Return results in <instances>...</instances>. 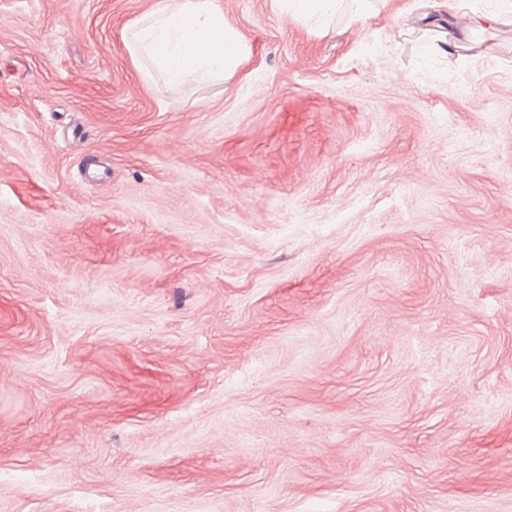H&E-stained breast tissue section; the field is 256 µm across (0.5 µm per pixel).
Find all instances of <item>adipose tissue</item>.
<instances>
[{
  "instance_id": "1",
  "label": "adipose tissue",
  "mask_w": 512,
  "mask_h": 512,
  "mask_svg": "<svg viewBox=\"0 0 512 512\" xmlns=\"http://www.w3.org/2000/svg\"><path fill=\"white\" fill-rule=\"evenodd\" d=\"M124 42L133 60H148L173 85L221 79L251 53L215 0H158L150 14L132 23Z\"/></svg>"
}]
</instances>
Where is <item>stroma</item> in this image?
Returning <instances> with one entry per match:
<instances>
[{
	"instance_id": "35a3bbf8",
	"label": "stroma",
	"mask_w": 512,
	"mask_h": 512,
	"mask_svg": "<svg viewBox=\"0 0 512 512\" xmlns=\"http://www.w3.org/2000/svg\"><path fill=\"white\" fill-rule=\"evenodd\" d=\"M0 0V512H512V24ZM215 0H158L148 15L135 20L124 38L135 61L147 59L172 85L187 78L224 79L247 60L245 37L224 21Z\"/></svg>"
}]
</instances>
